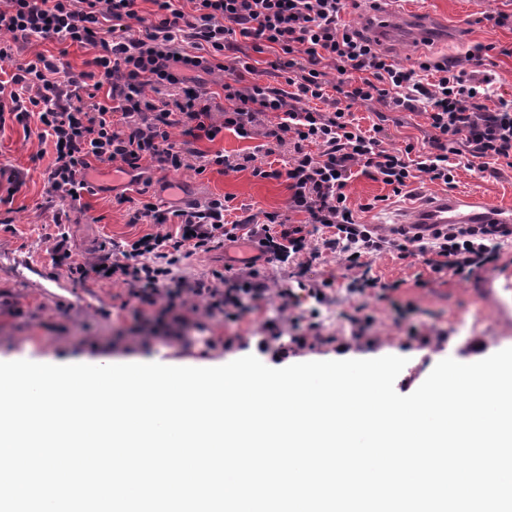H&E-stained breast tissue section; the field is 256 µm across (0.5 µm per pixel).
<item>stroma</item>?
Here are the masks:
<instances>
[{"instance_id":"35a3bbf8","label":"stroma","mask_w":512,"mask_h":512,"mask_svg":"<svg viewBox=\"0 0 512 512\" xmlns=\"http://www.w3.org/2000/svg\"><path fill=\"white\" fill-rule=\"evenodd\" d=\"M386 17L433 16L437 28L427 37L398 33L387 40L396 64L416 66L420 57H445L474 68V43L496 44L499 52L488 71L504 95H512V27L487 21L490 13L512 15V0H385ZM361 127L380 124L392 146L422 143L431 129L425 114L395 112L380 102L353 106ZM53 161L50 141L25 131L14 119L0 129V359L31 357L43 361L157 357L177 365L228 362L251 354L272 368L309 361L372 359L395 350L407 364L395 381L399 394L415 391L427 378L441 352H454L465 342H487L489 353L512 347V328L495 323L479 291V277L462 284L438 275L419 261L386 251L371 261L372 277L386 284L380 295L348 294L335 280L342 273L338 254L327 253L308 266L306 289L295 286L297 263L258 268L265 297L245 301L242 310L208 315L187 306L183 319L157 305L147 312L132 306L129 285L112 280L78 281L56 266L52 247L66 233V248L75 262L87 266L111 254L112 246L145 234L163 232L160 224H133L118 197L134 196L131 176L113 175L112 165H97L89 175L95 194L60 200L48 192L45 173ZM443 185L417 179L410 194L392 195L389 186L361 174L347 188L348 202L361 219L390 234L414 207L444 193ZM455 193H478L493 203L512 204V168L481 173L459 167ZM155 201L182 207L194 199L233 195L235 205L255 219L267 211H286L289 191L282 180L253 177L250 171L203 174L182 169L158 172L150 189ZM375 209H368V202ZM295 287L293 300L278 316L266 314L267 300ZM322 289L316 303L309 289ZM341 319L357 312L371 317L358 332H331L321 322L322 310Z\"/></svg>"}]
</instances>
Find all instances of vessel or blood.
<instances>
[{"label":"vessel or blood","mask_w":512,"mask_h":512,"mask_svg":"<svg viewBox=\"0 0 512 512\" xmlns=\"http://www.w3.org/2000/svg\"><path fill=\"white\" fill-rule=\"evenodd\" d=\"M437 224H504L512 228V207L492 206L477 195L447 194L418 208L407 226L424 236ZM481 289L497 318L512 319V265L498 275L483 277Z\"/></svg>","instance_id":"1"}]
</instances>
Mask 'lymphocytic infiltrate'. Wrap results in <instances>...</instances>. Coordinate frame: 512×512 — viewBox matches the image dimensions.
Returning a JSON list of instances; mask_svg holds the SVG:
<instances>
[{"instance_id": "obj_1", "label": "lymphocytic infiltrate", "mask_w": 512, "mask_h": 512, "mask_svg": "<svg viewBox=\"0 0 512 512\" xmlns=\"http://www.w3.org/2000/svg\"><path fill=\"white\" fill-rule=\"evenodd\" d=\"M0 0V61L13 62L12 46L31 38L88 47L94 55L84 70L60 66L36 55L14 64L9 81L0 80V127L6 118L36 125L51 140L54 159L47 171L50 192L76 201L92 187L93 163H120L136 174L134 224L171 225V232L147 234L119 246V259L102 268L71 262L55 244L56 263L71 274L121 281L132 286L138 305L203 299L209 309L238 307L244 295L266 287L258 271L232 270L186 277L180 270L190 255L209 252L247 234L266 263H285L301 254L318 259L321 250L342 255V285L358 294L376 287L370 260L385 248L401 259L423 261L437 274L467 279L473 268L498 259L501 242L494 224H448L427 238L386 239L360 223L346 189L355 169L399 195L417 179L451 188L460 165L486 171L505 162L512 168V98L491 75L427 58L417 68L393 63L363 31L346 24L347 8L359 0ZM270 54L259 63L261 54ZM338 76L328 83L327 70ZM224 74L223 95L214 98L196 85L194 72ZM284 78L285 88L263 83L265 72ZM435 73L434 82L421 75ZM379 101L426 114L431 135L422 144L384 145L380 126L365 129L352 107ZM181 140H173V129ZM263 130L260 149L273 155L287 149L281 167L255 165L254 154L229 159L223 151L199 149V141L224 131L252 138ZM223 172L251 170L262 179L288 183V212L265 213L263 222L234 215L233 198L211 197L169 210L148 199L147 170L207 167ZM330 229L321 250L309 247L312 229Z\"/></svg>"}]
</instances>
